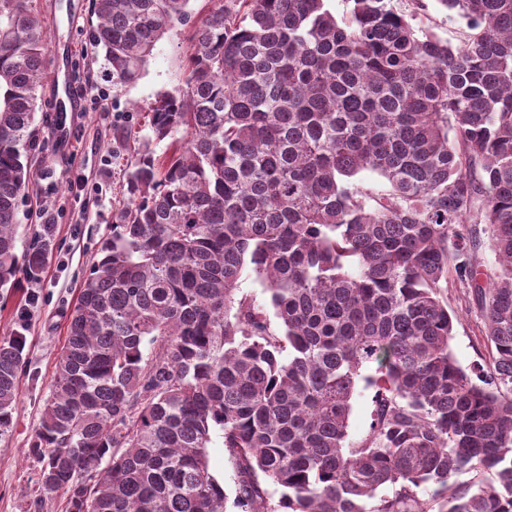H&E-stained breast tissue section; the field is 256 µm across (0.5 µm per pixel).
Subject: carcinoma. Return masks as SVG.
Wrapping results in <instances>:
<instances>
[{"label": "carcinoma", "mask_w": 512, "mask_h": 512, "mask_svg": "<svg viewBox=\"0 0 512 512\" xmlns=\"http://www.w3.org/2000/svg\"><path fill=\"white\" fill-rule=\"evenodd\" d=\"M189 2L95 0L112 82L142 76ZM209 2L185 89L152 108L167 150H139L70 312L29 507L225 512L217 429L238 512H512V0H437L456 46L416 24L423 0H345L342 20L328 0ZM46 42L33 0H0V288L46 260L16 251ZM450 278L482 312L485 374L453 356ZM24 347L0 340V438ZM240 288L243 293L251 295L260 306H264L272 317L268 303V293L252 271L248 270L244 273ZM373 395L372 388H366L362 381L358 382L349 417L348 441L352 444L360 443L368 433L373 410ZM208 462L211 472L221 480H223L225 490L229 496V511H237L232 507L234 497L233 469L228 459L227 453L224 451V439L222 432L214 430L211 432V440L207 448Z\"/></svg>", "instance_id": "cac0c4a2"}]
</instances>
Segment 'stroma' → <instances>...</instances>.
<instances>
[{"label": "stroma", "instance_id": "stroma-1", "mask_svg": "<svg viewBox=\"0 0 512 512\" xmlns=\"http://www.w3.org/2000/svg\"><path fill=\"white\" fill-rule=\"evenodd\" d=\"M48 41L37 89L38 146L30 156L32 177L19 207L18 251H25L49 209L54 229L47 260L36 277L0 290V339L25 336L13 429L0 440V512H27L40 465L28 448L50 393L54 364L65 344L68 314L84 275L100 259L112 235V213L123 200L136 149L147 141L150 108L164 93L185 86L189 29L177 26L158 43L141 78L131 85L112 81L103 51L90 33L97 23L92 0H34ZM72 127L69 142L57 134L59 118ZM444 294L455 316L451 349L465 368L488 361L481 313L463 288L449 283Z\"/></svg>", "mask_w": 512, "mask_h": 512}]
</instances>
